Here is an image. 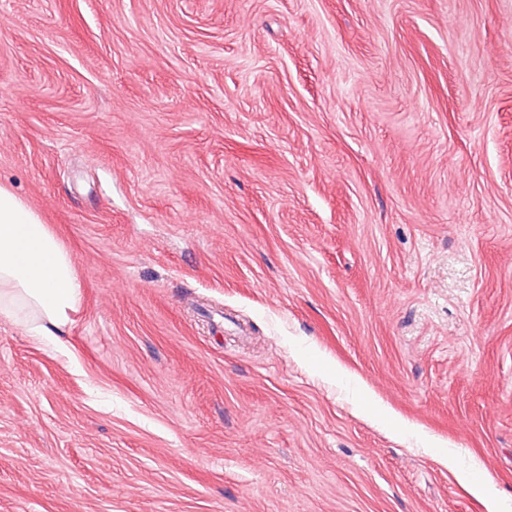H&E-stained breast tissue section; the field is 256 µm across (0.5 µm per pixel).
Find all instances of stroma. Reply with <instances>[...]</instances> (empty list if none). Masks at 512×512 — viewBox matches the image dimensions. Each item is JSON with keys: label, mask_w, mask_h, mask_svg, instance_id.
Listing matches in <instances>:
<instances>
[{"label": "stroma", "mask_w": 512, "mask_h": 512, "mask_svg": "<svg viewBox=\"0 0 512 512\" xmlns=\"http://www.w3.org/2000/svg\"><path fill=\"white\" fill-rule=\"evenodd\" d=\"M1 16L82 299L0 323V512H512V0Z\"/></svg>", "instance_id": "obj_1"}]
</instances>
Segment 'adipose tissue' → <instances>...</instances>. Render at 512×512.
Here are the masks:
<instances>
[{"label":"adipose tissue","instance_id":"ef3b65f1","mask_svg":"<svg viewBox=\"0 0 512 512\" xmlns=\"http://www.w3.org/2000/svg\"><path fill=\"white\" fill-rule=\"evenodd\" d=\"M80 299L71 254L37 211L0 184V320L52 343Z\"/></svg>","mask_w":512,"mask_h":512}]
</instances>
